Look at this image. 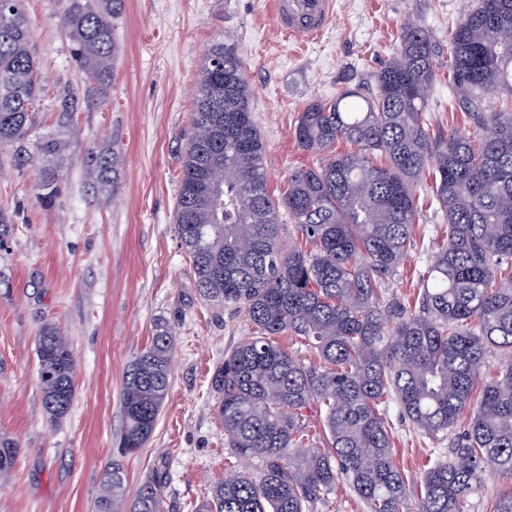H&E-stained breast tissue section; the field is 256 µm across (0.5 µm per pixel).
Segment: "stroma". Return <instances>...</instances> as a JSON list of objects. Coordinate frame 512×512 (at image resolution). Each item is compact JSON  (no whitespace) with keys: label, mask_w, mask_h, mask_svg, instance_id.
<instances>
[{"label":"stroma","mask_w":512,"mask_h":512,"mask_svg":"<svg viewBox=\"0 0 512 512\" xmlns=\"http://www.w3.org/2000/svg\"><path fill=\"white\" fill-rule=\"evenodd\" d=\"M335 12L314 42L302 45L277 27L271 0H126L115 22V76L104 100L79 113L66 147L61 197L36 200L32 173L0 150V208L14 213L0 242V433L22 450L0 482V512H96L123 427L126 369L151 342L157 323L173 335L170 387L152 435L123 459L125 500L149 482L162 487L161 512H196L212 485L237 469L224 444L218 394L211 377L226 353L253 327L243 310L204 301L176 232L178 173L191 132L193 88L210 44L230 37L254 90L251 109L266 150L273 195L297 167L323 158L301 151L298 116L312 99L343 91L373 96L405 21L434 46L437 78L427 93L433 138L471 135L452 107L448 32L469 0H335ZM31 51L52 84L83 93L57 25V0H27ZM114 146L122 158L120 189L94 191L81 159L93 146ZM423 216L387 289L416 304L433 260L432 244L448 234L429 184L417 189ZM55 324L75 357V397L69 415L51 423L37 371L40 328ZM396 467L419 479L463 435L465 423L430 436L385 407ZM512 475L488 473L463 501V512H496Z\"/></svg>","instance_id":"obj_1"}]
</instances>
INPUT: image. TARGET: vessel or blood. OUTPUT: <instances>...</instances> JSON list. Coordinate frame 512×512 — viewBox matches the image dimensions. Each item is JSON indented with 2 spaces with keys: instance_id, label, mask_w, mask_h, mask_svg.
<instances>
[{
  "instance_id": "obj_1",
  "label": "vessel or blood",
  "mask_w": 512,
  "mask_h": 512,
  "mask_svg": "<svg viewBox=\"0 0 512 512\" xmlns=\"http://www.w3.org/2000/svg\"><path fill=\"white\" fill-rule=\"evenodd\" d=\"M271 6L278 26L301 44L315 40L335 11L334 0H272Z\"/></svg>"
}]
</instances>
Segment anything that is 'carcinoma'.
<instances>
[{"instance_id":"1","label":"carcinoma","mask_w":512,"mask_h":512,"mask_svg":"<svg viewBox=\"0 0 512 512\" xmlns=\"http://www.w3.org/2000/svg\"><path fill=\"white\" fill-rule=\"evenodd\" d=\"M124 7V0H65L58 23L85 94L56 89V129L32 153L29 132L46 83L30 50L25 0H0V147L11 149L15 169L33 173L46 208L61 195V134L114 79V23ZM448 59L453 106L474 137L437 140L428 132L418 90L436 79L433 48L406 23L374 97L360 102L346 90L305 105L298 146L327 158L293 170L275 197L242 61L230 41L210 45L182 155L176 226L200 296L244 308L254 327L255 336L224 355L211 385L226 444L239 459L258 460L262 475L234 472L214 484L198 512H313L341 478L368 512H404L412 497L417 512H459L483 474H512V101L490 105L499 95L512 98V0H471L448 33ZM340 142L351 149L336 151ZM82 165L93 189L116 192L121 158L113 149L89 148ZM429 172L448 235L413 308L386 296L385 284L407 255L421 218L416 188ZM282 210L305 244H284ZM283 333L308 342L319 362L307 365L270 340ZM172 347L170 328L159 324L126 370L122 457L139 452L155 428ZM491 348L509 357L485 378ZM36 356L44 409L61 420L74 400L75 361L58 327L43 326ZM390 395L430 435L467 416L448 457L417 484L391 459L380 411ZM312 407L323 412L320 448L304 426ZM20 451L17 440L0 436V476ZM125 479L121 462L112 461L98 512H124ZM160 507L150 483L130 512Z\"/></svg>"}]
</instances>
